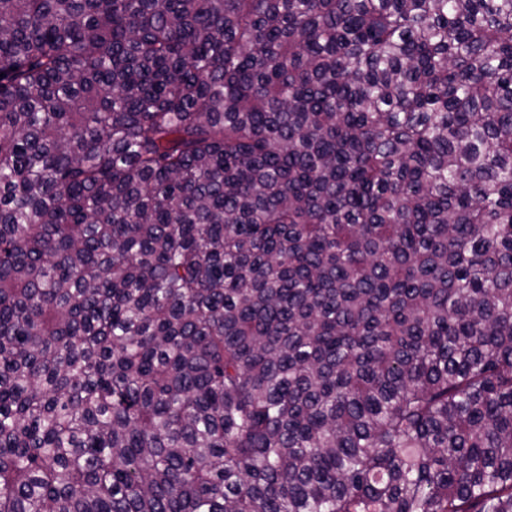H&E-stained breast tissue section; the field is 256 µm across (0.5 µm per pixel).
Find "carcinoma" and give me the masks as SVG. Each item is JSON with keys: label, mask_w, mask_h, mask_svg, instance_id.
Here are the masks:
<instances>
[{"label": "carcinoma", "mask_w": 512, "mask_h": 512, "mask_svg": "<svg viewBox=\"0 0 512 512\" xmlns=\"http://www.w3.org/2000/svg\"><path fill=\"white\" fill-rule=\"evenodd\" d=\"M0 512H512V0H0Z\"/></svg>", "instance_id": "obj_1"}]
</instances>
